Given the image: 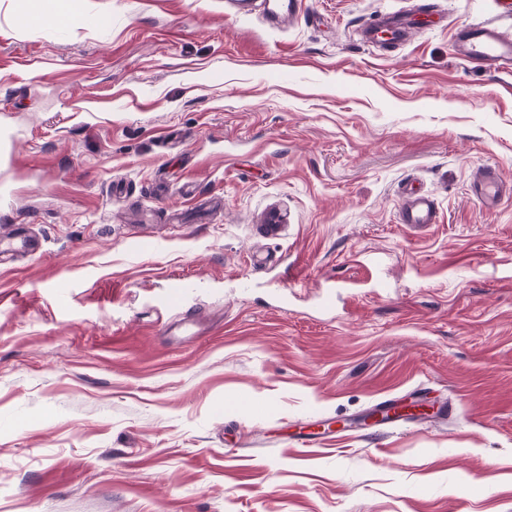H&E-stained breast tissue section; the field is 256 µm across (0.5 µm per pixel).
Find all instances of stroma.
<instances>
[{"label": "stroma", "mask_w": 512, "mask_h": 512, "mask_svg": "<svg viewBox=\"0 0 512 512\" xmlns=\"http://www.w3.org/2000/svg\"><path fill=\"white\" fill-rule=\"evenodd\" d=\"M418 2L0 0V512H512V74L452 51L506 15L360 41ZM470 192L483 210L490 211L512 198V185L503 180L498 166L483 165L473 175ZM403 204L399 209V224L427 227L439 223V208L426 192L414 186L406 187L402 194Z\"/></svg>", "instance_id": "obj_1"}]
</instances>
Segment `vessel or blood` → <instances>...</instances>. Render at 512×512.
<instances>
[{"instance_id": "vessel-or-blood-1", "label": "vessel or blood", "mask_w": 512, "mask_h": 512, "mask_svg": "<svg viewBox=\"0 0 512 512\" xmlns=\"http://www.w3.org/2000/svg\"><path fill=\"white\" fill-rule=\"evenodd\" d=\"M441 15L425 0L416 10L384 14L376 23L365 26L361 39L369 46L379 42L400 43L414 32H423L438 24ZM455 51L460 59L489 72H512V34L492 24L466 26L458 29ZM471 194L483 210L498 208L512 198V184L501 176L498 166L484 165L476 170L470 183ZM399 210L400 223L427 227L439 221V208L426 192L415 187L405 188Z\"/></svg>"}]
</instances>
